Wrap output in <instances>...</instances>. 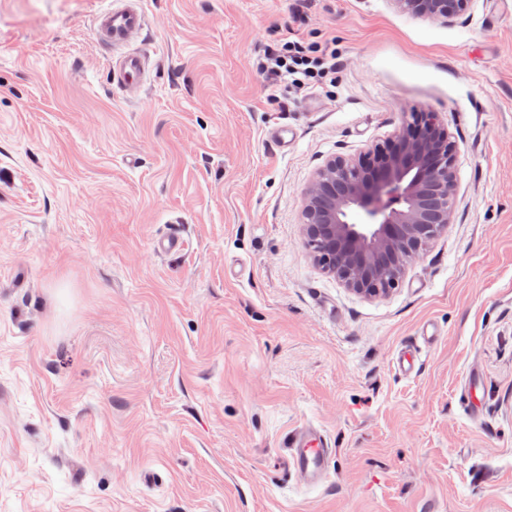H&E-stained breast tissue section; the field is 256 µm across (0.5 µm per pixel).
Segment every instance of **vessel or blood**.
<instances>
[{"label":"vessel or blood","mask_w":512,"mask_h":512,"mask_svg":"<svg viewBox=\"0 0 512 512\" xmlns=\"http://www.w3.org/2000/svg\"><path fill=\"white\" fill-rule=\"evenodd\" d=\"M99 43L110 54L112 78L129 91L139 89L144 80L143 57L129 44L145 26L140 0H110L95 19ZM291 467L307 486L322 484L334 455L332 443L320 428L307 424L288 438Z\"/></svg>","instance_id":"b4317fda"}]
</instances>
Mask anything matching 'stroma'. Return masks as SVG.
Here are the masks:
<instances>
[{
  "label": "stroma",
  "instance_id": "35a3bbf8",
  "mask_svg": "<svg viewBox=\"0 0 512 512\" xmlns=\"http://www.w3.org/2000/svg\"><path fill=\"white\" fill-rule=\"evenodd\" d=\"M101 6L0 0V512H512V0H141L134 98ZM289 32L335 37L333 95L262 74ZM420 105L459 146L453 217L370 297L303 194ZM399 9L432 22L450 23L464 15L474 0H393ZM287 448L292 470L303 483L312 487L325 481L335 451L324 431L303 425L289 436Z\"/></svg>",
  "mask_w": 512,
  "mask_h": 512
}]
</instances>
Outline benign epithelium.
<instances>
[{"mask_svg": "<svg viewBox=\"0 0 512 512\" xmlns=\"http://www.w3.org/2000/svg\"><path fill=\"white\" fill-rule=\"evenodd\" d=\"M393 2L411 15L450 23L474 0ZM457 151L438 113L422 107L384 143L328 161L306 188L303 208L310 244L325 252L326 269L368 295L397 287L398 280L387 279L390 261L419 252L450 224ZM354 210L367 223H350Z\"/></svg>", "mask_w": 512, "mask_h": 512, "instance_id": "7a95c632", "label": "benign epithelium"}]
</instances>
